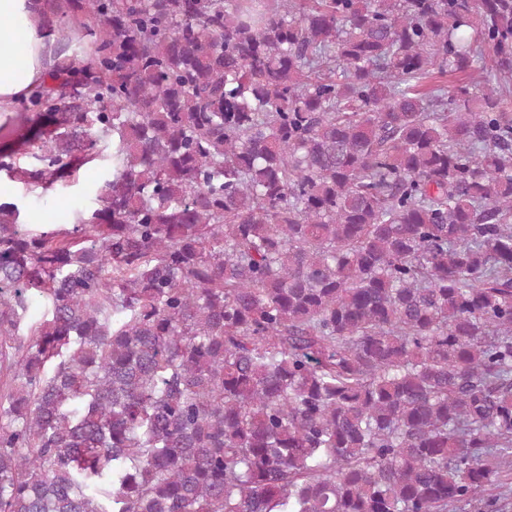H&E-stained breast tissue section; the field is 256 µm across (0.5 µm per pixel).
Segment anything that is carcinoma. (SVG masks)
<instances>
[{"mask_svg":"<svg viewBox=\"0 0 512 512\" xmlns=\"http://www.w3.org/2000/svg\"><path fill=\"white\" fill-rule=\"evenodd\" d=\"M52 2L74 52L30 97L38 165L0 171L47 189L118 144L72 228L0 203V512L508 486L512 0Z\"/></svg>","mask_w":512,"mask_h":512,"instance_id":"carcinoma-1","label":"carcinoma"}]
</instances>
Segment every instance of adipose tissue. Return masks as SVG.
<instances>
[{
  "label": "adipose tissue",
  "instance_id": "1",
  "mask_svg": "<svg viewBox=\"0 0 512 512\" xmlns=\"http://www.w3.org/2000/svg\"><path fill=\"white\" fill-rule=\"evenodd\" d=\"M44 0H0V112L13 111L48 82L54 58Z\"/></svg>",
  "mask_w": 512,
  "mask_h": 512
}]
</instances>
